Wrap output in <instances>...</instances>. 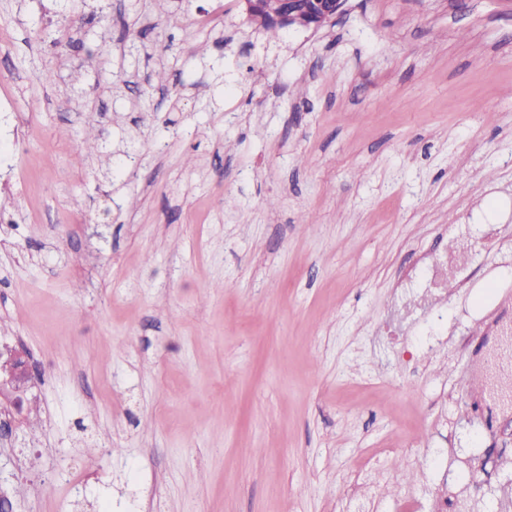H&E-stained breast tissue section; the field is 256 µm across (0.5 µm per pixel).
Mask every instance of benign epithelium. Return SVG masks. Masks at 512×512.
I'll use <instances>...</instances> for the list:
<instances>
[{
	"label": "benign epithelium",
	"instance_id": "1",
	"mask_svg": "<svg viewBox=\"0 0 512 512\" xmlns=\"http://www.w3.org/2000/svg\"><path fill=\"white\" fill-rule=\"evenodd\" d=\"M250 15L258 11L267 12L277 26L298 27L317 30L342 14L346 0H244ZM9 376L15 391H20L29 376V363L25 354L13 352L0 364V372Z\"/></svg>",
	"mask_w": 512,
	"mask_h": 512
}]
</instances>
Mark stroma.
<instances>
[{
  "label": "stroma",
  "mask_w": 512,
  "mask_h": 512,
  "mask_svg": "<svg viewBox=\"0 0 512 512\" xmlns=\"http://www.w3.org/2000/svg\"><path fill=\"white\" fill-rule=\"evenodd\" d=\"M483 224L444 317L400 319L422 255ZM506 301L512 0H348L275 40L242 0H0L13 512L493 498L512 454L456 464L512 451L464 386ZM5 372L9 376L10 383L16 392L20 391V387L24 385L29 376V363L22 352H13L9 355L2 365L0 360V388H1V373Z\"/></svg>",
  "instance_id": "1"
}]
</instances>
